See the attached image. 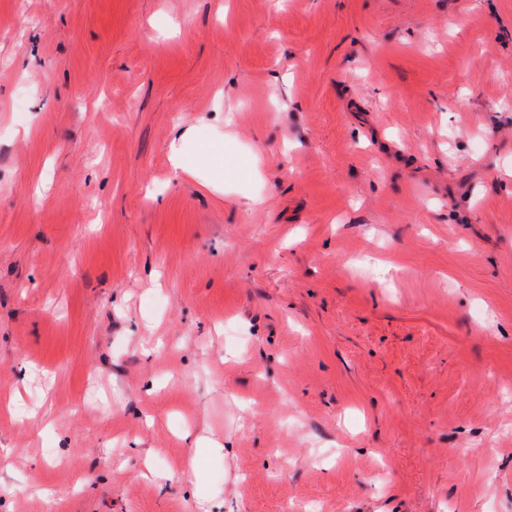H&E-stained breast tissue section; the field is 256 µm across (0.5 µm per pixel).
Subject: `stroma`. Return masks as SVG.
<instances>
[{
  "label": "stroma",
  "mask_w": 512,
  "mask_h": 512,
  "mask_svg": "<svg viewBox=\"0 0 512 512\" xmlns=\"http://www.w3.org/2000/svg\"><path fill=\"white\" fill-rule=\"evenodd\" d=\"M291 504L512 512V0H0V512ZM233 140L230 122L224 121L222 132L203 137L197 127L175 128L169 145V159L175 169H185L189 152L196 159L194 171L204 175L215 189L224 191V141Z\"/></svg>",
  "instance_id": "35a3bbf8"
}]
</instances>
